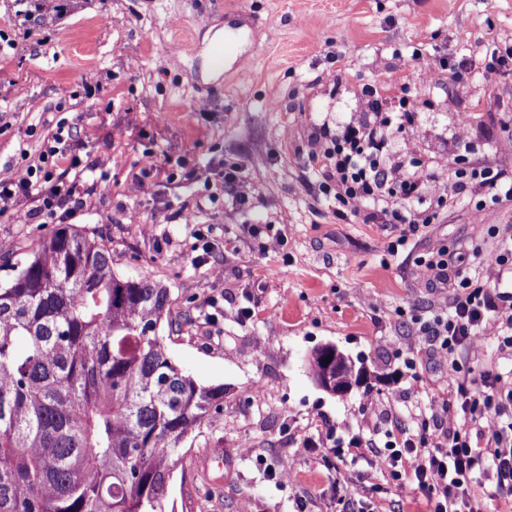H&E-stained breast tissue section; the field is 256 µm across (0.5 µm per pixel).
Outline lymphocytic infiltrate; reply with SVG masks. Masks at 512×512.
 I'll return each mask as SVG.
<instances>
[{
    "label": "lymphocytic infiltrate",
    "mask_w": 512,
    "mask_h": 512,
    "mask_svg": "<svg viewBox=\"0 0 512 512\" xmlns=\"http://www.w3.org/2000/svg\"><path fill=\"white\" fill-rule=\"evenodd\" d=\"M378 111L377 99H370L367 112L338 133L331 145L314 139L309 159L323 163V188L332 194L339 219L398 227L389 253L408 246L469 185H479L494 199L512 198V171L503 168L473 167L456 173L454 182L443 187L433 183L417 161L384 164L390 131L403 129L407 115L401 112L381 120ZM71 138L70 128L58 124L44 138L25 176H0V216L12 212L23 198L33 202L26 214L31 224L65 223L81 207V160H69L73 177L57 172ZM423 196L430 200L423 215L404 209V200ZM472 257L483 267L477 279L438 240L417 261L421 277L431 287L452 293L451 302H439L429 317L414 320L416 340L427 343L448 365V392L430 396L417 432L379 443L340 423L318 436L319 445L337 460L367 458L397 490L423 494L430 512H492L493 503L512 496V375L483 371L475 377L459 359L483 342L512 350V292L503 280L512 269V238L501 242L492 260H483L478 251ZM489 472L496 477L491 489L481 480Z\"/></svg>",
    "instance_id": "obj_1"
}]
</instances>
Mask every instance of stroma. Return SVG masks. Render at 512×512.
I'll list each match as a JSON object with an SVG mask.
<instances>
[{
    "label": "stroma",
    "mask_w": 512,
    "mask_h": 512,
    "mask_svg": "<svg viewBox=\"0 0 512 512\" xmlns=\"http://www.w3.org/2000/svg\"><path fill=\"white\" fill-rule=\"evenodd\" d=\"M61 18L41 17L16 53L0 56V175L22 177L59 122L67 151L103 179L88 186L75 228L97 234L116 274L169 290L168 354L205 385H223L224 410L185 444L173 475L176 512H339L348 494L379 512H427L425 499L372 493L383 476L365 461L337 463L303 441L343 422L371 434L413 429L427 395L448 390V367L430 351L409 370L410 314H428L442 292L416 261L437 239L460 257L493 258L512 234V199L479 189L445 209L414 248L390 255L385 224L338 220L307 165L315 134L344 129L367 110L410 101L413 124L392 133L389 155L512 167V0H70ZM216 26L242 32L219 75L208 66ZM436 65L471 60L460 82H411L415 57ZM468 116L467 148L454 131ZM170 161L145 195L128 188L145 155ZM238 168L253 187L233 205L221 174ZM31 201L0 217L5 260L36 249L49 224H28ZM484 220H476V209ZM150 224L152 237L138 227ZM206 242H199V235ZM282 246H274V239ZM206 261H199V254ZM251 309L243 318L242 309ZM333 344L367 380L342 397L317 387L307 362ZM420 372L423 392L413 388ZM264 388L249 395L251 385ZM290 469V481L272 474Z\"/></svg>",
    "instance_id": "stroma-1"
}]
</instances>
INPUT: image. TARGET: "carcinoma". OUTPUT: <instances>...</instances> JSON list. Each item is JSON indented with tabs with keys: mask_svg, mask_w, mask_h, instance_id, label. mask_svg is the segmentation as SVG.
I'll return each mask as SVG.
<instances>
[{
	"mask_svg": "<svg viewBox=\"0 0 512 512\" xmlns=\"http://www.w3.org/2000/svg\"><path fill=\"white\" fill-rule=\"evenodd\" d=\"M0 280V512H175L184 443L224 411L167 356L168 289L61 224Z\"/></svg>",
	"mask_w": 512,
	"mask_h": 512,
	"instance_id": "carcinoma-1",
	"label": "carcinoma"
}]
</instances>
